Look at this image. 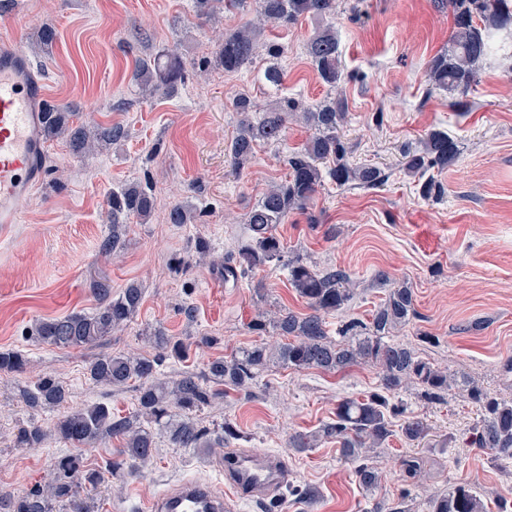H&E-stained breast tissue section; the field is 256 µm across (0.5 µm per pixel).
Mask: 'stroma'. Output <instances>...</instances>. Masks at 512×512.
<instances>
[{
	"mask_svg": "<svg viewBox=\"0 0 512 512\" xmlns=\"http://www.w3.org/2000/svg\"><path fill=\"white\" fill-rule=\"evenodd\" d=\"M2 14L10 22L0 32L35 63L50 104L68 106L91 127L123 125L127 136L86 155L73 154L64 141L49 142L42 185L23 204L20 222L0 231V349L21 351L28 360L25 372L0 371V492L18 496L47 482L54 460L68 452L51 438L37 448L15 447L21 426L48 430L64 412L98 402L118 417L136 411V383L97 385L86 368L103 355L150 353L145 333L160 328L188 344L185 358L161 362V379L195 372L210 401L194 419L211 432L231 423L237 437L230 447L285 459L287 491L264 501L233 495L216 466L223 449L176 448L164 437L153 460L132 477L111 468L120 458L113 438L83 453L84 464L104 475L93 493L97 512H137L196 480L227 495L230 512H373L379 504L426 512L432 496L461 482L485 503L498 495L512 499V461H491L488 451L470 446L481 412L460 388L439 401L414 386L392 396L399 409L393 424L423 419L434 445L391 437L366 459L380 476L370 494L334 441L298 450L292 440L332 422L340 399L378 392L377 369L357 365L333 373L275 364L247 389L209 372L212 362L278 341L273 328L254 329L259 313L308 311L284 263L228 280L222 262L250 241L248 212L284 177L289 151L311 135L302 121H289L281 143L258 148L242 173L232 174L228 146L240 120L232 102L246 93L263 112L280 95L310 106L322 100L327 88L307 55L316 20L302 17L272 32L283 48L277 64L284 75L273 91L259 82L258 65L228 76L215 59L217 35L252 19L249 11L204 21L195 17L192 0H0ZM47 23L58 33L48 54L36 46ZM331 23L342 51L348 116L341 132L349 160L379 166L387 180L374 190L325 182L306 212L278 225L285 256L350 278L351 300L326 318L331 340L346 324L369 322L389 288L403 283L413 291L415 315L391 341L452 378L475 379L489 395L512 400V56L501 51L480 66L470 108L461 113L447 93L429 91L426 83L427 63L447 48L452 27L441 0H337ZM162 47L181 56L185 81L171 96L143 97L135 64ZM433 129L447 131L460 150L438 175L445 193L435 201L418 194L404 166L405 152L421 149ZM132 182L148 185L155 209L131 224L119 255H104L107 198ZM178 203L193 208V223H168ZM201 240L209 245L204 256L196 249ZM94 277L106 279L116 294L140 283L138 315L97 345L37 342L40 320L94 310ZM38 373L61 381L64 405L27 404L24 393ZM409 456L421 465L412 479L399 466ZM307 487L316 489V503L302 497Z\"/></svg>",
	"mask_w": 512,
	"mask_h": 512,
	"instance_id": "stroma-1",
	"label": "stroma"
}]
</instances>
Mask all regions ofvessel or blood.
Returning a JSON list of instances; mask_svg holds the SVG:
<instances>
[{
  "label": "vessel or blood",
  "mask_w": 512,
  "mask_h": 512,
  "mask_svg": "<svg viewBox=\"0 0 512 512\" xmlns=\"http://www.w3.org/2000/svg\"><path fill=\"white\" fill-rule=\"evenodd\" d=\"M48 94L29 59L0 43V227L17 223L21 205L44 177L41 130ZM237 493L271 495L288 476L284 461L261 454L226 452L220 462ZM224 498L203 483H185L148 504L145 512H224Z\"/></svg>",
  "instance_id": "b4317fda"
}]
</instances>
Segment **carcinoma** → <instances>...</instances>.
Here are the masks:
<instances>
[{
    "mask_svg": "<svg viewBox=\"0 0 512 512\" xmlns=\"http://www.w3.org/2000/svg\"><path fill=\"white\" fill-rule=\"evenodd\" d=\"M250 1L257 4V18L266 25L286 23L304 15L325 20L336 12V0H194V9L197 17L207 19L217 10L226 7L240 10ZM446 2L453 18L448 49L430 60L427 77L431 89L458 95L454 106L463 109L468 105V94L478 82L479 63L494 50V32L512 28V0ZM260 31L261 28L246 23L219 40L216 58L225 74L236 73L255 62ZM56 37L54 26L43 25L37 35L41 50H51ZM307 54L321 80L329 87V94L316 105L306 108L299 101L285 97L276 108L252 119L249 112L253 111L254 103L249 95L241 94L233 103L235 111L243 115L237 135L229 146L230 163L235 172L245 168L258 146L280 143L289 118L297 112L313 129V135L303 149L288 156L286 178L271 186L249 211L251 243L238 250L233 262L224 264L226 279L236 278L239 271L281 262L284 246L276 233L277 225L284 223L290 213L307 209L325 180L340 187L374 189L384 185L385 175L379 168L354 166L348 160V146L340 134L347 102L342 90L344 74L334 29L326 26L312 38ZM134 80L147 97L168 95L182 84L184 65L175 50L163 48L140 60ZM43 136L47 141L63 139L74 153L86 155L122 140L126 130L115 125L92 131L74 124L73 113L65 107L52 106L43 126ZM458 156V144L443 131L430 132L422 152L408 155L406 168L418 178L423 198H438L443 194L442 185L425 177V173L435 167L448 168ZM153 210L154 197L142 185L127 184L112 190L107 200L109 232L101 242V250L108 254L121 251L130 220H145ZM288 276L300 296L307 300L310 313L301 317L288 312L267 323L258 320L255 329L262 330L269 324L279 334L291 336L293 340L273 348L255 347L229 361H216L210 367L212 375L246 389L260 372L274 363L295 370L328 371L369 364L380 373L382 392L365 399L340 400L336 405V420L301 436L297 447L311 448L322 438H334L345 457L361 459L384 445L397 431L408 443L427 441L429 428L423 420L409 417L396 431L386 415L389 395L409 385L438 397L457 384L448 373L420 358L413 349L387 340L392 329L406 324L415 314L411 289L405 285L390 289L370 324L351 323L341 330L346 340L335 343L327 336L325 316L339 311L349 301L348 276L341 270H316L299 259L288 261ZM90 288L98 299L94 312L44 319L36 326V340L58 348L95 344L137 316L143 300V288L138 283L128 284L115 296L110 286L101 281L92 282ZM147 338L154 354L106 355L87 368L90 380L96 384L121 388L132 380L139 382L137 412L115 419L108 405L98 403L66 412L53 428V436L58 441L78 449L92 447L106 437L121 438L120 454L128 460L131 475L154 457L158 432L167 435L177 448L209 449L236 436L228 422L211 440L197 427L190 412L207 404L209 397L194 373L183 372L171 387L158 381L160 362L170 356H183L186 351L183 341L160 328L148 332ZM26 366L27 360L21 352L0 350V370L21 372ZM461 387L481 410V419L472 429L470 444L490 451L495 461L512 459V403L489 396L473 380H463ZM26 400L32 407H55L65 402L66 390L53 376L44 374L26 391ZM46 438L47 432L42 427L31 424L20 429L15 446L35 448ZM355 476L367 491L379 485L378 473L368 465L359 466ZM101 482L100 472L84 468L80 455H62L56 458L54 477L47 486H36L22 496L10 498L6 507L8 512H92L91 493ZM428 512H485V508L483 500L469 484L458 483L431 499Z\"/></svg>",
    "mask_w": 512,
    "mask_h": 512,
    "instance_id": "obj_1",
    "label": "carcinoma"
}]
</instances>
